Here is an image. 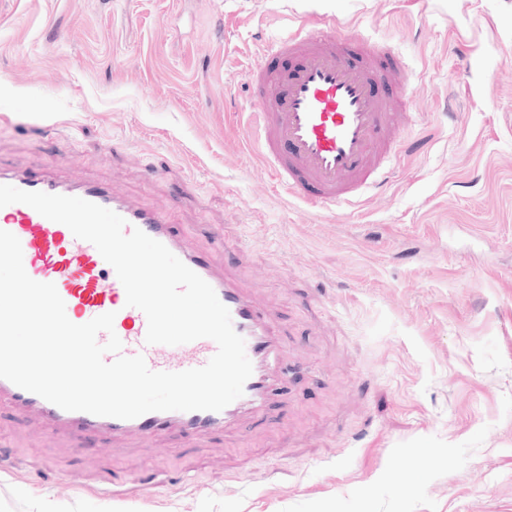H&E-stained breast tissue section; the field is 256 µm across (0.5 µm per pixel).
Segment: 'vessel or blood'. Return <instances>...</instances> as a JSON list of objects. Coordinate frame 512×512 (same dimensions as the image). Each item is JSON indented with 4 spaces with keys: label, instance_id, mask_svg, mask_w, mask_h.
I'll return each instance as SVG.
<instances>
[{
    "label": "vessel or blood",
    "instance_id": "b4317fda",
    "mask_svg": "<svg viewBox=\"0 0 512 512\" xmlns=\"http://www.w3.org/2000/svg\"><path fill=\"white\" fill-rule=\"evenodd\" d=\"M265 54L297 60L295 69L286 73L264 67L246 75L254 96L242 133L257 147L275 180L319 211L336 209L349 203L355 192L385 182L406 150V123L396 110L410 97V74L403 59L387 55L384 46L360 27L337 31L331 17L276 38L266 45ZM377 56L386 57L394 75L386 93L380 91L367 64ZM0 184L83 198L120 215L128 228L140 229L163 243L212 286L228 308L234 330L244 339L252 364L243 395L218 412H150L124 420L63 410L2 378L0 393L10 395L21 408L91 436L133 432L149 438L172 424L205 435L244 411L264 409L274 392L269 366L279 351L266 314L225 282L205 254L174 233L166 210L145 209L101 184L62 180L46 171L0 168ZM0 230L19 239L24 268L32 279L55 284L71 322L84 324L114 313L113 333L122 342V355L143 356L154 371L179 372L203 367L216 353V343L208 338L180 345L173 352L146 344V317L138 308L127 306L114 269L93 244L76 238L64 224L14 203L0 208Z\"/></svg>",
    "mask_w": 512,
    "mask_h": 512
}]
</instances>
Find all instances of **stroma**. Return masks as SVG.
<instances>
[{"label":"stroma","mask_w":512,"mask_h":512,"mask_svg":"<svg viewBox=\"0 0 512 512\" xmlns=\"http://www.w3.org/2000/svg\"><path fill=\"white\" fill-rule=\"evenodd\" d=\"M310 14L393 44L423 115L319 214L239 130ZM0 164L167 210L300 366L206 438H88L1 394L0 512H512V0H0Z\"/></svg>","instance_id":"obj_1"}]
</instances>
